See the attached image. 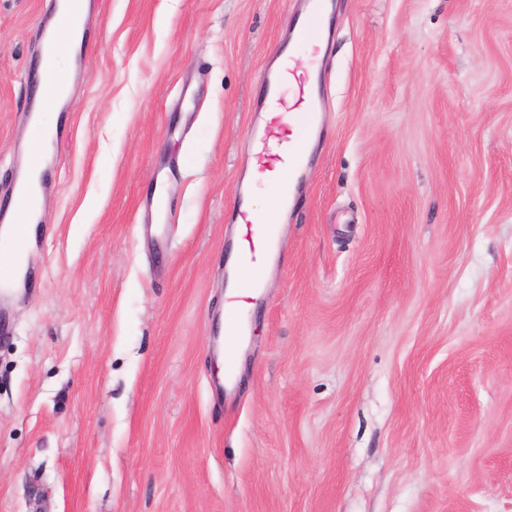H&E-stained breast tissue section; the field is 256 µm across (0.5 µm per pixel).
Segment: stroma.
<instances>
[{"label": "stroma", "mask_w": 512, "mask_h": 512, "mask_svg": "<svg viewBox=\"0 0 512 512\" xmlns=\"http://www.w3.org/2000/svg\"><path fill=\"white\" fill-rule=\"evenodd\" d=\"M51 2L0 0V216ZM90 2L0 310V512H512V0H332L296 60L326 123L221 398L248 133L303 0ZM26 178L34 192V204L29 206L24 214L19 215L17 213L18 205L16 206V198L14 196H12L9 203V210L13 217L12 222H17L21 228L16 237L22 242V249L19 252H2L0 254V266L9 267L14 274L12 282H17L22 274L26 251L34 238L36 224H38L41 216L43 202L41 181L44 178L43 164L29 170Z\"/></svg>", "instance_id": "stroma-1"}]
</instances>
